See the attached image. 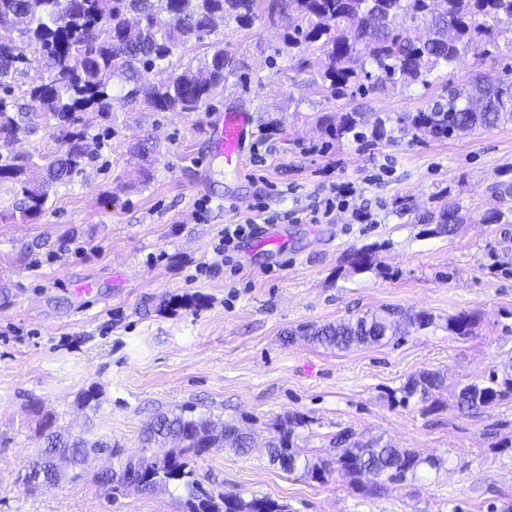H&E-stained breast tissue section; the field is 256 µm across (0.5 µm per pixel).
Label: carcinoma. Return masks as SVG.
<instances>
[{"instance_id": "obj_1", "label": "carcinoma", "mask_w": 512, "mask_h": 512, "mask_svg": "<svg viewBox=\"0 0 512 512\" xmlns=\"http://www.w3.org/2000/svg\"><path fill=\"white\" fill-rule=\"evenodd\" d=\"M62 0H0V32L9 33L0 43V76L7 77L18 65L37 63L40 82L28 95L33 107L51 120L56 151L41 157L44 176L39 183L28 177L36 165L31 156L8 152L21 131L31 129L28 113L0 97V181H12L23 196L20 218H37L49 200L51 189L82 174L97 157L100 139L92 140L76 126V112L107 113L112 110V89L119 83L125 106H143L152 112H197L224 88L240 69L237 61L217 50L197 59L182 71L170 70L177 52L200 43L216 32L218 23L233 19L248 26L256 17L259 0H70L61 12ZM269 19L295 15L305 24L288 43L301 50L314 47L325 55L323 83L339 94L368 74L366 64L378 71L372 89L388 91L397 86L427 82L436 69L455 61L472 44L497 48L500 38L512 35V0H269ZM421 19L431 29V39L418 41L404 26V17ZM169 71L164 81L151 79L154 71ZM512 123V81L500 78L473 83L470 88L448 90V102L410 118V127L434 136L453 137L477 127L493 128ZM357 113H344L336 123V137L347 133L359 140ZM440 233L451 235L468 216L455 203L446 205ZM419 329L434 323L424 312L399 314L393 310L366 311L336 322L310 324L286 333L285 341L302 339L325 349L347 350L375 345L395 335L400 323ZM477 326L474 315L461 312L448 317V333L466 337ZM436 371H422L400 390L398 403L410 399L425 403L444 389ZM457 408L479 413L512 398V363L502 374L471 382L454 394ZM308 426L299 414H286L271 425L267 443L269 463L288 473L301 472L324 483L339 472L360 485L372 476L369 490L415 478L429 467L440 469L442 460L423 457L411 448H397L381 440L363 442L353 432L332 438L333 458L308 456L298 444V429ZM173 455H157L153 475L165 487L182 489V512H225L231 504L237 512H288V506L265 496L206 490L196 477L193 463L210 447L249 453L252 441L235 419L215 422L194 407L181 405L158 414L146 426L141 448H168ZM112 456V467L95 474V482L116 497L130 488L147 484L145 459L101 438L72 437L59 432L44 436V446L26 469L55 480L57 463L69 459L84 463L92 453Z\"/></svg>"}]
</instances>
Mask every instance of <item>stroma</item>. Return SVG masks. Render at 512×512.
<instances>
[{"label": "stroma", "mask_w": 512, "mask_h": 512, "mask_svg": "<svg viewBox=\"0 0 512 512\" xmlns=\"http://www.w3.org/2000/svg\"><path fill=\"white\" fill-rule=\"evenodd\" d=\"M293 18L258 15L228 22L185 58L221 49L242 64L208 111L151 112L114 102L109 118L87 112L90 135H110L82 177L58 186L35 220L22 221V196L0 181V512H181L182 490L128 492L111 499L92 480L107 456H90L81 478L30 490L25 466L44 429L102 436L139 449L144 425L185 403L214 419L237 418L255 446L239 455L215 448L194 468L205 488L267 496L289 512H489L512 497V399L474 417L452 391L512 361V223L480 224L497 207L494 186L512 181V124L448 138L408 130L416 112L445 102L449 87L512 68V40L474 45L428 83L379 93L336 95L321 79L323 55L297 66L287 37ZM252 115L247 146L273 128L267 163L242 171L208 165V112ZM357 113L364 132L384 120L382 140L335 138L340 115ZM356 189L326 224L292 218L323 197L330 182ZM220 195L198 214L202 198ZM457 202L472 219L453 236L428 233L424 214ZM268 203L281 254L243 240L233 257L214 249L225 225ZM369 212V221L358 218ZM373 247L370 268L354 254ZM90 292H83V285ZM382 307L424 311L380 345L329 351L287 344L286 331ZM478 318L473 335L448 333L449 316ZM423 370L447 388L437 411L393 402ZM98 405L82 407L89 387ZM303 415L307 448L327 456L342 430L442 459L440 470L372 494L333 474L327 482L269 463V426Z\"/></svg>", "instance_id": "35a3bbf8"}]
</instances>
